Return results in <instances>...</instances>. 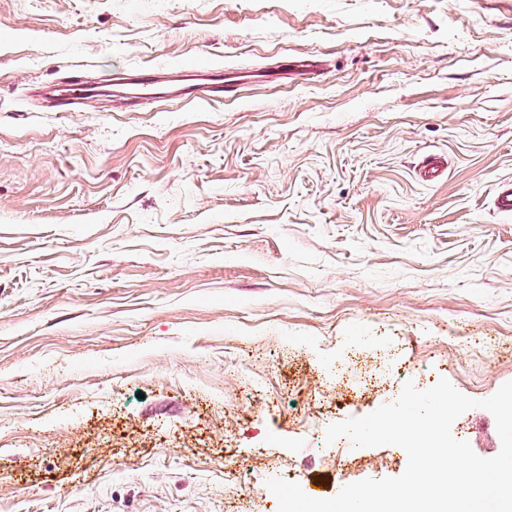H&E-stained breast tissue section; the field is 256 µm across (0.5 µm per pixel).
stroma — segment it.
I'll return each instance as SVG.
<instances>
[{
  "instance_id": "35a3bbf8",
  "label": "stroma",
  "mask_w": 512,
  "mask_h": 512,
  "mask_svg": "<svg viewBox=\"0 0 512 512\" xmlns=\"http://www.w3.org/2000/svg\"><path fill=\"white\" fill-rule=\"evenodd\" d=\"M192 66L236 94L111 84ZM75 71L111 96L54 111ZM505 179L512 0H0V512H277L272 478L400 476L326 428L408 380L512 381ZM452 433L501 449L482 408Z\"/></svg>"
}]
</instances>
